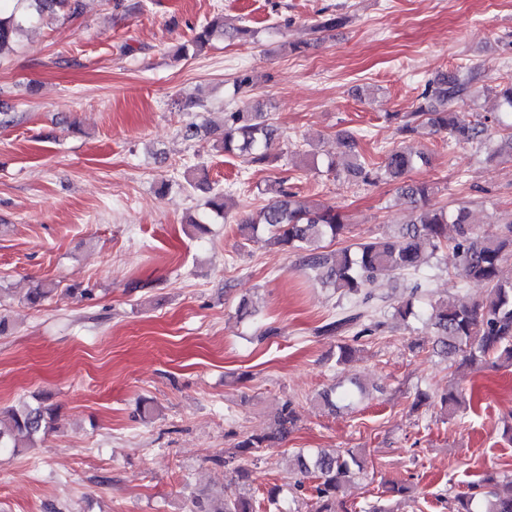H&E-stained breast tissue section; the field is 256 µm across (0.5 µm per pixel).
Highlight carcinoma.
Returning <instances> with one entry per match:
<instances>
[{
  "label": "carcinoma",
  "instance_id": "1",
  "mask_svg": "<svg viewBox=\"0 0 512 512\" xmlns=\"http://www.w3.org/2000/svg\"><path fill=\"white\" fill-rule=\"evenodd\" d=\"M79 0H0V56L13 52L19 36L34 24L60 13H74ZM345 13L320 16L312 26L315 32L334 31L346 25ZM256 31L240 25L228 31L224 16L216 15L201 24L190 45L181 52L200 50L216 36L227 39H254ZM472 78L438 75L428 81L424 102L400 119L397 133L401 136L432 138L446 133L456 143H466L481 149L494 137H499L497 149L489 159L498 158L512 163V80L499 87L496 130L486 123L471 120L455 109L458 100L467 95ZM276 130L267 113L258 107L236 108L224 113L223 131L217 148L242 159L249 166H262L271 159V145ZM342 163L330 159L327 171L337 167L362 184L393 182L413 209L412 216L388 237L359 242L327 251L319 245L324 239L334 240L346 233L344 213L336 206L300 200L285 187V181L274 182L271 191L275 199L263 206L257 217L239 224L240 232L252 237L259 228L269 234V241L288 248L296 257L298 267L324 286L342 291L352 302L351 310L316 329L319 336L344 337L370 335L382 330L386 321L376 316L368 306L371 293L367 288L377 276L391 271L420 273L439 251H446L452 269L467 281L479 282L487 288L484 297L470 306L439 298L423 309L415 305L423 284L415 282L409 297L394 306V316L406 320L426 316L434 329V351L451 361L472 368H512V277L502 274V267L512 260V222L500 224L491 232L473 224L469 207L463 203L452 209L444 207L425 210L419 204L426 201L433 186L426 182L407 184L405 176L417 165L429 163L423 152L401 147L388 150L382 161L374 162L359 150L358 140L350 132L341 134ZM453 235H448V226ZM53 292L39 284L26 295L29 305H41ZM355 393L332 389L320 394V403L328 408L354 398ZM446 412L454 414L466 407V399L453 384L440 395ZM297 420L292 401L284 402L278 413L277 428L272 434H247L237 437L232 456H251L283 440L293 430ZM56 408L43 402H20L0 410V453L16 454L25 448H35L48 432L56 429ZM367 468L365 455L353 449L320 450L316 453L298 450L293 455L291 473L295 487L313 483V512H348L346 501L339 498L341 488ZM253 495L234 500L224 494L207 491L190 492L185 512H258ZM450 512H512V477L499 481L487 475L470 485L468 491L453 497Z\"/></svg>",
  "mask_w": 512,
  "mask_h": 512
}]
</instances>
